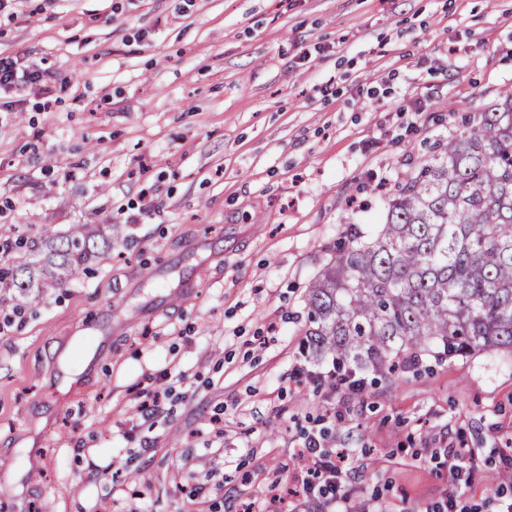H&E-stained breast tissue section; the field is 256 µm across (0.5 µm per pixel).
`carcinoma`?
I'll list each match as a JSON object with an SVG mask.
<instances>
[{"label": "carcinoma", "mask_w": 512, "mask_h": 512, "mask_svg": "<svg viewBox=\"0 0 512 512\" xmlns=\"http://www.w3.org/2000/svg\"><path fill=\"white\" fill-rule=\"evenodd\" d=\"M98 236L88 224L45 231L42 257L0 270V288L39 302L97 261ZM306 306L309 345L338 365L377 371L394 352H512L511 89L395 189L373 233L344 225Z\"/></svg>", "instance_id": "obj_1"}]
</instances>
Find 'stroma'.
I'll return each mask as SVG.
<instances>
[{
  "label": "stroma",
  "mask_w": 512,
  "mask_h": 512,
  "mask_svg": "<svg viewBox=\"0 0 512 512\" xmlns=\"http://www.w3.org/2000/svg\"><path fill=\"white\" fill-rule=\"evenodd\" d=\"M1 58L45 78L0 112V265L112 244L39 304L0 290V512H333L298 493L320 429L352 512H506L512 353L336 390L304 332L344 225L512 88V0H23ZM465 458V448H451L448 452V461H450L449 471L457 485H470L472 483V467L465 462Z\"/></svg>",
  "instance_id": "stroma-1"
}]
</instances>
